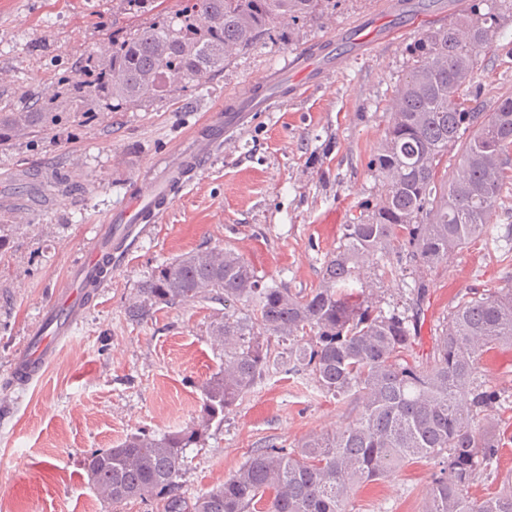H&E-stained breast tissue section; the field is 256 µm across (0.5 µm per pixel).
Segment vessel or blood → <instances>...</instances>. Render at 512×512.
Returning <instances> with one entry per match:
<instances>
[{
  "instance_id": "obj_1",
  "label": "vessel or blood",
  "mask_w": 512,
  "mask_h": 512,
  "mask_svg": "<svg viewBox=\"0 0 512 512\" xmlns=\"http://www.w3.org/2000/svg\"><path fill=\"white\" fill-rule=\"evenodd\" d=\"M380 36L376 24L367 32L353 28L341 36L348 47L345 54L338 56L315 48L284 57L280 67L237 95L235 104L215 110L205 134L193 136L175 157L159 163L145 176L142 187L117 214L118 229L99 228L83 260L70 268L69 287L57 292L38 328L12 362L11 386L31 384L53 360L57 348L72 340L99 289L107 284L101 269L111 266L115 253L128 240L147 232V219L164 215L172 202L173 187L183 185L218 148L235 140L254 113L269 111L274 101L295 95L304 85L325 83L334 70L361 55Z\"/></svg>"
}]
</instances>
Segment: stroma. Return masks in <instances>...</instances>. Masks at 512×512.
Here are the masks:
<instances>
[{"instance_id": "stroma-1", "label": "stroma", "mask_w": 512, "mask_h": 512, "mask_svg": "<svg viewBox=\"0 0 512 512\" xmlns=\"http://www.w3.org/2000/svg\"><path fill=\"white\" fill-rule=\"evenodd\" d=\"M382 0H330L290 31L261 37L223 72L162 103L63 117L38 133L0 145V512H158L131 501L113 507L84 469L94 450L138 432L179 430L197 420L200 386L224 351L210 328L223 304L195 299L165 307L142 324L125 309L157 267L190 251L231 248L265 281L292 292L319 285L343 225L383 193L369 168L391 121L390 98L411 62L421 21L397 22ZM126 0H0V112H17L61 90L79 59L104 39L145 25ZM384 21L388 35L273 111L257 113L236 142L217 152L147 235L118 254L73 341L24 389L7 384L11 359L83 256L99 223L121 208L142 178L201 132L214 109L284 56L313 47L357 21ZM483 112L512 94V58L499 45L481 52ZM59 189L24 220L3 205L29 172ZM499 241L450 256L429 283L415 347L426 357L434 329L465 294L512 283V190L491 214ZM351 404L321 392L314 375L270 367L223 424L188 449L180 486L189 498L222 485L250 451L290 448L346 425ZM434 462L423 460L353 491L351 512H421Z\"/></svg>"}]
</instances>
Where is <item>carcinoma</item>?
I'll return each mask as SVG.
<instances>
[{"label":"carcinoma","mask_w":512,"mask_h":512,"mask_svg":"<svg viewBox=\"0 0 512 512\" xmlns=\"http://www.w3.org/2000/svg\"><path fill=\"white\" fill-rule=\"evenodd\" d=\"M328 0H181L174 13L108 42L62 80L61 95L17 112H0V144L43 131L65 112L88 113L162 102L224 71V61L275 31L322 10ZM470 0L446 23L430 25L411 48L412 64L395 90L392 121L369 163L383 183L380 203L327 255L320 284L306 294L268 284L232 249L181 255L157 268L126 309L142 323L166 306L194 299L224 304L211 326L224 364L201 385L200 415L172 432L139 433L84 461L105 501L129 500L162 512H349L355 487L387 478L419 459L438 472L422 512H512V474L482 498L469 488L498 467L506 440L485 418L502 394L482 381L481 362L512 346V289L463 297L432 337L429 363L413 357L429 281L448 256L494 236L490 215L512 183V96L494 112L472 91L488 28L499 14ZM457 150L448 172L443 159ZM411 279L408 297L389 310L367 304L348 285ZM288 341L280 366L311 371L326 394L356 404L351 421L315 433L294 448H258L224 484L192 500L179 492L186 449L269 371L268 338Z\"/></svg>","instance_id":"carcinoma-1"}]
</instances>
